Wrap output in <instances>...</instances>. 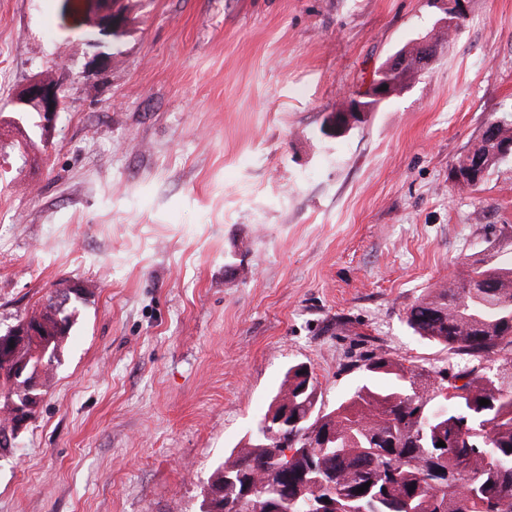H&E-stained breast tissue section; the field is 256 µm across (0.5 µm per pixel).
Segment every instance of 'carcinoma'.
<instances>
[{"mask_svg":"<svg viewBox=\"0 0 512 512\" xmlns=\"http://www.w3.org/2000/svg\"><path fill=\"white\" fill-rule=\"evenodd\" d=\"M492 122L497 139L481 133L453 163L462 179L452 183L451 195L477 191L500 162L499 144L512 142V116ZM474 156L482 159L478 169L470 167ZM72 317L51 296L27 319L46 320L57 329L61 322L72 327ZM407 323L421 338L477 361L512 349V259L490 264L482 258L463 265L410 308ZM58 334L64 332L29 340L20 356L40 362L43 342ZM359 369L361 382L321 415L312 410V372L305 365L289 367L275 393L287 401L286 410L260 415L248 439L224 456L208 483L223 484V468L229 466L253 479L267 500L298 496L296 479L309 463L290 461L288 480L272 478L269 470L277 463L261 447L263 423L298 421L300 427L316 426L325 435L314 466L330 486L313 485L308 495L331 494L336 512H354L368 503L373 512H461L462 505L467 512H502L500 502L512 500V372L505 370L492 381L477 375L457 386L452 379L476 367L448 372L437 384L424 370L384 355L365 358ZM416 380L420 395L412 390ZM481 399L490 404L480 405ZM438 435L446 446H437ZM380 464L388 467L384 478L357 492Z\"/></svg>","mask_w":512,"mask_h":512,"instance_id":"cac0c4a2","label":"carcinoma"}]
</instances>
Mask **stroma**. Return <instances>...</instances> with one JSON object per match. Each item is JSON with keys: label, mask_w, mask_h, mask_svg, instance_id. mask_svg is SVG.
<instances>
[{"label": "stroma", "mask_w": 512, "mask_h": 512, "mask_svg": "<svg viewBox=\"0 0 512 512\" xmlns=\"http://www.w3.org/2000/svg\"><path fill=\"white\" fill-rule=\"evenodd\" d=\"M105 35L65 0H0V333L82 286L41 400L0 451V512H200L290 365L325 408L356 359L464 357L410 306L512 232V157L449 168L512 114V0H468L450 48L343 135L323 129L448 0H124ZM64 103L26 159L14 98ZM62 84L52 69H44L29 79L16 95L18 112H36L44 136L55 125L62 108ZM491 122L495 124L496 133L494 136H497L499 141L497 142L489 137L492 134L493 128L489 129L487 136L482 131L477 143L456 158L452 169L457 168L463 179L452 182L451 197L476 192L491 168L502 161L498 158L499 153L504 158L512 154L511 145L502 148L501 152H499V144L502 142H512V115L509 118L491 119L487 124ZM471 154L473 155L472 157ZM475 156H479L482 159V165L479 169H472L470 167V160Z\"/></svg>", "instance_id": "obj_1"}]
</instances>
